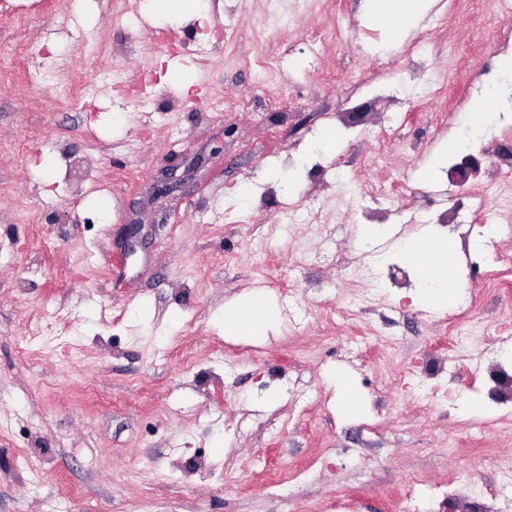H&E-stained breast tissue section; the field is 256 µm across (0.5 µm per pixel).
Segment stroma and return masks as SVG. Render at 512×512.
Segmentation results:
<instances>
[{
	"label": "stroma",
	"instance_id": "1",
	"mask_svg": "<svg viewBox=\"0 0 512 512\" xmlns=\"http://www.w3.org/2000/svg\"><path fill=\"white\" fill-rule=\"evenodd\" d=\"M199 4L210 26L157 0H0V512H512L495 494L512 403L483 378L512 362V241L489 253L494 283L471 281L462 323L456 305L416 300L398 249L420 230L410 215L454 203L450 141L478 128L502 151L512 72L494 67L503 88L481 123L464 111L435 131L434 104L416 100V118L386 113L397 166L380 199L377 128L342 115L393 90L358 83L382 63L360 49H396L443 0H426L403 37L372 22L374 0ZM339 14L358 47L311 66L307 33ZM492 27L462 11L431 30L461 50L422 57L424 77L454 69L476 94ZM159 29L176 34L171 52ZM270 42L286 55L264 83ZM66 83L84 95L58 102ZM195 153L207 166L148 200ZM303 196L325 224L283 223L282 202ZM385 205V223H354ZM134 212L147 244L120 267L115 239ZM255 294L274 306L267 334L226 333L225 305ZM461 330L480 367L456 357ZM339 373L364 414L343 413Z\"/></svg>",
	"mask_w": 512,
	"mask_h": 512
}]
</instances>
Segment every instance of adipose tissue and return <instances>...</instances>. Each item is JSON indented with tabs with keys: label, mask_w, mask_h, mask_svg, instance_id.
<instances>
[{
	"label": "adipose tissue",
	"mask_w": 512,
	"mask_h": 512,
	"mask_svg": "<svg viewBox=\"0 0 512 512\" xmlns=\"http://www.w3.org/2000/svg\"><path fill=\"white\" fill-rule=\"evenodd\" d=\"M401 250L419 274L423 300L431 303L447 300L455 287V268L448 259L446 244L435 229H422L418 236L403 242ZM430 254L436 255V262H427Z\"/></svg>",
	"instance_id": "adipose-tissue-1"
}]
</instances>
